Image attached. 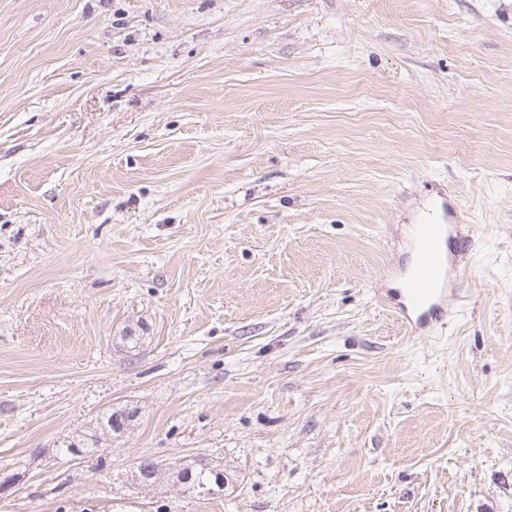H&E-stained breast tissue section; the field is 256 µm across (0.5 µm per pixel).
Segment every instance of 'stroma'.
I'll use <instances>...</instances> for the list:
<instances>
[{
	"label": "stroma",
	"instance_id": "obj_1",
	"mask_svg": "<svg viewBox=\"0 0 512 512\" xmlns=\"http://www.w3.org/2000/svg\"><path fill=\"white\" fill-rule=\"evenodd\" d=\"M439 200L470 270L412 339ZM0 473V512H512V0H0ZM183 465L181 463H173L168 464L165 469L160 468V463L154 460L153 458L146 457L143 458L138 467L137 472L138 475H141V472H150L151 474L157 472L158 476L157 479L160 478L162 475V471L164 470V473H168V476L179 480L183 475H188V467H182ZM156 479V480H157ZM191 466V482L189 483L188 486L183 485L186 490H189L194 484H215L220 478H222L224 482L223 483L222 480H220L217 486L202 485L199 488H197L194 492L199 500H207L210 497L218 495L220 491H224V484L225 482L228 483V478L224 474V468L222 471H215L214 467H209V465L207 464L200 466Z\"/></svg>",
	"mask_w": 512,
	"mask_h": 512
}]
</instances>
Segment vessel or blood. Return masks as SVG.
Listing matches in <instances>:
<instances>
[{
	"label": "vessel or blood",
	"mask_w": 512,
	"mask_h": 512,
	"mask_svg": "<svg viewBox=\"0 0 512 512\" xmlns=\"http://www.w3.org/2000/svg\"><path fill=\"white\" fill-rule=\"evenodd\" d=\"M451 227L438 214L418 225L410 255V272L394 301L396 315L413 334L421 333L448 315V299L466 274L448 255Z\"/></svg>",
	"instance_id": "b4317fda"
}]
</instances>
